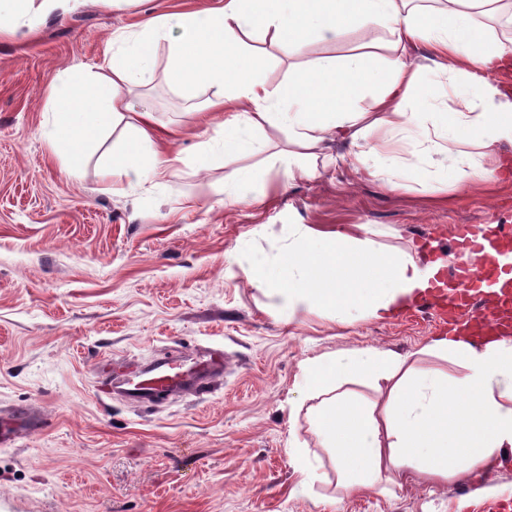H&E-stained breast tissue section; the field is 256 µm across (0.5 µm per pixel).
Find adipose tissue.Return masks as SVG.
I'll return each mask as SVG.
<instances>
[{"instance_id": "obj_1", "label": "adipose tissue", "mask_w": 512, "mask_h": 512, "mask_svg": "<svg viewBox=\"0 0 512 512\" xmlns=\"http://www.w3.org/2000/svg\"><path fill=\"white\" fill-rule=\"evenodd\" d=\"M82 2L0 0V31L25 38L39 15ZM507 15L512 0H437L428 9L414 0H224L215 11L164 14L123 37L97 71L74 69L53 79L43 136L73 168L122 122L129 135L107 156L105 174L123 175L133 187L145 172H175L174 158L157 148L151 113L125 96L151 83L152 47L164 41L172 83L190 94L207 91L205 109L223 115L217 147L203 149L202 161L259 152L257 134L268 126L286 128L303 150L337 135L372 176L398 174L402 153L423 137L441 152L470 140L483 155L497 156L500 146L512 145V85L501 80L512 72V36L495 33L492 24ZM362 26L388 30L395 57L381 61L371 44L340 58L319 57L281 89L256 76L262 59L245 43L259 28L302 47L312 37L333 40ZM419 40L430 44L434 63L447 74L455 111H405L408 98L427 95L408 56ZM367 83L376 91L362 110L353 98ZM378 129L382 137L371 139ZM227 257L247 268L268 299L267 313L279 321L300 312L339 323L395 314L428 295L443 266L378 243L361 224L336 230L293 224L275 255L258 260L237 247ZM423 352L451 362L458 374L419 369L374 347L300 363L303 385L290 410L305 411L346 493L376 488L388 474L411 472L432 484L466 480L512 454V336L443 334ZM355 381L384 395V407L349 391Z\"/></svg>"}]
</instances>
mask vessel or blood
Instances as JSON below:
<instances>
[{
    "mask_svg": "<svg viewBox=\"0 0 512 512\" xmlns=\"http://www.w3.org/2000/svg\"><path fill=\"white\" fill-rule=\"evenodd\" d=\"M443 251L444 267L437 288L448 296L454 325L480 324L486 331L512 330V226L491 224L485 236H472L469 225H457ZM224 365L217 348L195 357L191 365L165 358L137 377L115 384L130 403L153 405L170 394H199Z\"/></svg>",
    "mask_w": 512,
    "mask_h": 512,
    "instance_id": "1",
    "label": "vessel or blood"
}]
</instances>
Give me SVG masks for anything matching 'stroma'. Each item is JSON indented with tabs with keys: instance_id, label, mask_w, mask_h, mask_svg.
I'll use <instances>...</instances> for the list:
<instances>
[{
	"instance_id": "1",
	"label": "stroma",
	"mask_w": 512,
	"mask_h": 512,
	"mask_svg": "<svg viewBox=\"0 0 512 512\" xmlns=\"http://www.w3.org/2000/svg\"><path fill=\"white\" fill-rule=\"evenodd\" d=\"M223 4L88 0L53 12L26 39L0 34V423L18 411L41 421L0 447V512H497L512 500V465L467 481L390 483L347 496L305 414L288 418L306 358L374 346L417 368L436 367L422 352L444 330L433 311L411 306L345 324L306 313L277 321L249 273L224 257L239 243L260 256L276 253L292 224H365L376 241L405 249L425 238L447 245L457 224L512 220V178L426 188L425 174L481 163L478 147L463 143L447 156L420 143L395 188L389 175L355 171L348 142L335 139L327 144L335 163L316 179L291 182L288 132L269 127L260 153L202 169L200 145L216 128L199 115L200 98L171 83L163 42L154 48L153 83L130 99L172 130L166 150L180 155L179 176L147 174L131 190L125 177L103 174L102 154L123 140L119 127L74 170L45 141L56 75L97 68L113 37L152 18ZM391 41L370 27L302 48L262 31L247 39L273 88L319 56L366 43L392 59ZM242 166L257 169L264 199L223 203L225 177ZM215 347L229 362L202 396L143 408L98 390L170 350ZM293 439L320 461L309 497L293 492Z\"/></svg>"
}]
</instances>
